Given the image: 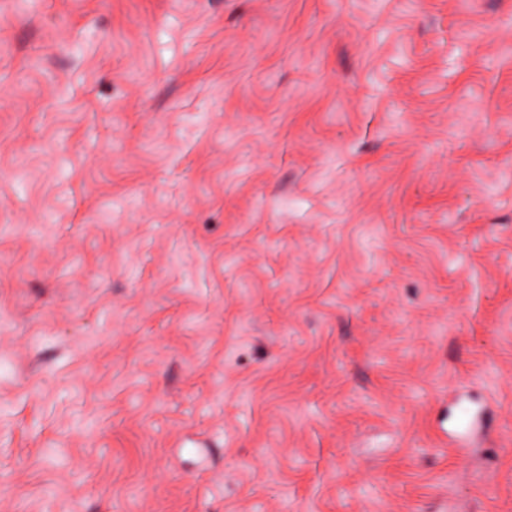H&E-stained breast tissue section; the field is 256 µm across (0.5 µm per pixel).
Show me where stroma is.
Segmentation results:
<instances>
[{
    "instance_id": "obj_1",
    "label": "stroma",
    "mask_w": 512,
    "mask_h": 512,
    "mask_svg": "<svg viewBox=\"0 0 512 512\" xmlns=\"http://www.w3.org/2000/svg\"><path fill=\"white\" fill-rule=\"evenodd\" d=\"M0 512H512V0H0Z\"/></svg>"
}]
</instances>
